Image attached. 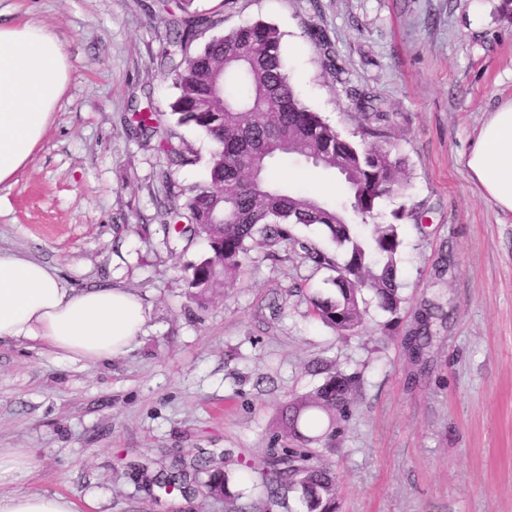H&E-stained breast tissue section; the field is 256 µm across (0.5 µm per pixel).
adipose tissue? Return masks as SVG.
I'll return each instance as SVG.
<instances>
[{
    "mask_svg": "<svg viewBox=\"0 0 512 512\" xmlns=\"http://www.w3.org/2000/svg\"><path fill=\"white\" fill-rule=\"evenodd\" d=\"M70 80L57 35L28 23H0V185L31 163ZM458 163L502 213L512 214V100L489 113ZM146 323L140 300L122 288L65 287L55 268L0 250V342L35 341L75 361L131 353ZM0 512H75L61 496L0 494Z\"/></svg>",
    "mask_w": 512,
    "mask_h": 512,
    "instance_id": "obj_1",
    "label": "adipose tissue"
}]
</instances>
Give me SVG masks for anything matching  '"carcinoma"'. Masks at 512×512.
<instances>
[{
	"instance_id": "carcinoma-1",
	"label": "carcinoma",
	"mask_w": 512,
	"mask_h": 512,
	"mask_svg": "<svg viewBox=\"0 0 512 512\" xmlns=\"http://www.w3.org/2000/svg\"><path fill=\"white\" fill-rule=\"evenodd\" d=\"M194 2L179 0L177 11L169 12L171 49L165 61L178 90L171 115L178 125L203 131L214 149L206 179L180 191L157 211L160 223L175 238L196 236L208 243V255L189 266L191 287L199 289L202 299L214 286L236 281L256 237L282 238L292 225L317 224L346 253L340 262L301 245L307 260L336 273L335 294L313 301L317 317L340 333L355 331L363 321L358 296L364 288L382 310L397 314L404 302L397 282L399 226L409 213L398 207L392 211L393 221L373 225L368 237L360 228L375 218L381 201L402 195L406 185L405 158L386 140L388 113L372 97L355 93L370 141L349 140L296 94L284 69L282 35L276 26L246 24L197 46L198 35L213 23L193 8ZM131 133L147 142L158 140L172 166L199 162L192 148L168 141L151 111L135 113ZM290 154L340 174L344 197L331 204L274 182L268 175L271 163ZM433 318L431 309H423L405 333V348L416 359L430 343ZM355 387V377L337 373L281 408L278 424L289 448L272 457L260 503L239 504L242 494L230 492L229 474L206 459L189 470L173 467L157 477L145 475V486L184 494L195 490L223 501L225 512H273L290 492L300 493L307 512H337L336 473L319 461L318 448L335 446L336 423L350 414ZM201 473L208 474L207 479L192 488Z\"/></svg>"
}]
</instances>
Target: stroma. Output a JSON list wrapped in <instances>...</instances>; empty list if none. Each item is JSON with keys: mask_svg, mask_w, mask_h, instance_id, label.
<instances>
[{"mask_svg": "<svg viewBox=\"0 0 512 512\" xmlns=\"http://www.w3.org/2000/svg\"><path fill=\"white\" fill-rule=\"evenodd\" d=\"M162 0H0L12 24L54 31L71 66L68 88L32 163L0 187V248L53 266L66 287L122 288L144 305L136 348L101 363L32 342L0 343V448L34 467L1 493L38 489L76 512H224L220 501L145 490L141 474L206 457L231 473L244 502L263 495L275 416L335 372L355 375L336 446L321 461L338 478L339 512H512V214L463 171L489 112L512 99V18L502 0H196L213 34L264 21L282 34L291 82L313 111L361 141L355 93L389 112L385 129L406 160L398 206L402 309L363 290L362 327L341 334L311 302L335 292L334 273L302 257H343L322 227L253 245L233 286L205 297L188 267L207 253L156 220L167 191L206 177L213 145L175 125L177 90L164 65ZM322 30L344 68L335 80L310 38ZM170 125L200 164L169 166L131 137L135 111ZM275 181L339 201V179L285 155ZM437 306L421 363L405 331Z\"/></svg>", "mask_w": 512, "mask_h": 512, "instance_id": "1", "label": "stroma"}]
</instances>
